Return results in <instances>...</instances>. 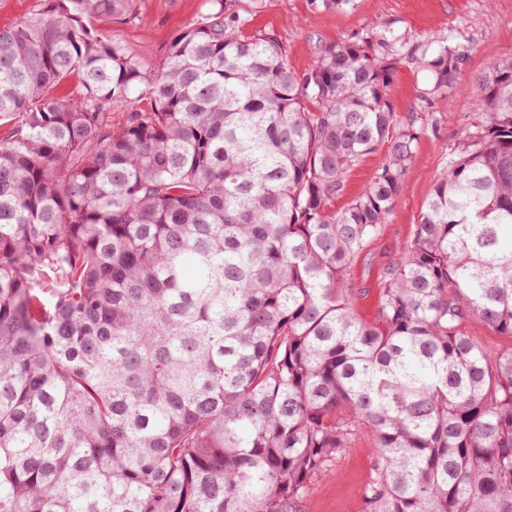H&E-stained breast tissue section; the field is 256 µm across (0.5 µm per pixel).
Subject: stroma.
Masks as SVG:
<instances>
[{
    "instance_id": "obj_1",
    "label": "stroma",
    "mask_w": 512,
    "mask_h": 512,
    "mask_svg": "<svg viewBox=\"0 0 512 512\" xmlns=\"http://www.w3.org/2000/svg\"><path fill=\"white\" fill-rule=\"evenodd\" d=\"M246 32L275 33L288 61L304 72L327 48L339 42L398 36L404 57L387 88L401 121H413L419 132L414 159L400 194L380 234L356 256L347 287L358 315L373 319L387 266L414 233L439 173L456 152L466 131L482 119L474 87L478 78L503 55L512 52V0H351L345 8L326 9L319 0H235ZM139 18L112 20V39L154 69L172 38L206 14V0H138ZM451 38L459 49L456 83L446 98L423 102L430 82L426 72L406 59L415 44ZM375 441L358 431L333 471L312 484L304 512H363L361 488L373 462Z\"/></svg>"
}]
</instances>
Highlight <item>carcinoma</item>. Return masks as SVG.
<instances>
[{
    "label": "carcinoma",
    "mask_w": 512,
    "mask_h": 512,
    "mask_svg": "<svg viewBox=\"0 0 512 512\" xmlns=\"http://www.w3.org/2000/svg\"><path fill=\"white\" fill-rule=\"evenodd\" d=\"M208 3L149 72L103 27L135 0L0 28V512H297L359 428L364 512H512V349L466 330L512 337V53L366 322L346 275L418 139L387 98L400 39L300 74ZM450 41L407 52L431 95ZM386 158L384 149L380 148L376 152L366 156L361 160L347 175L345 190L340 197L334 201L333 209L343 210L347 205L360 194L363 188L369 182L374 171L384 163ZM467 331L492 351L512 348V338L499 336L494 330L479 322H469Z\"/></svg>",
    "instance_id": "cac0c4a2"
}]
</instances>
